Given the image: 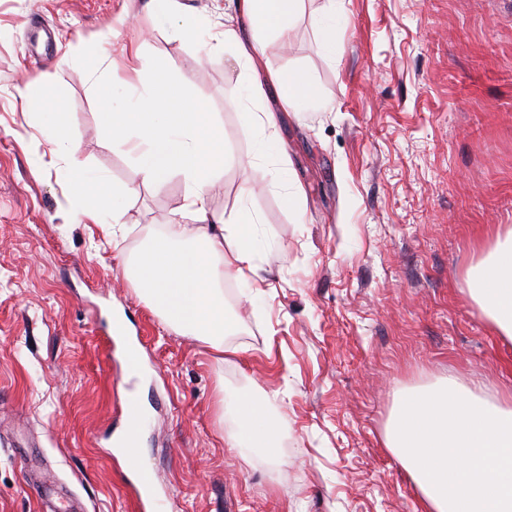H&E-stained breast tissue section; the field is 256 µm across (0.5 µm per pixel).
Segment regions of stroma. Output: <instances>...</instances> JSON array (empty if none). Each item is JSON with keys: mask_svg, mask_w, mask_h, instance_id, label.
<instances>
[{"mask_svg": "<svg viewBox=\"0 0 512 512\" xmlns=\"http://www.w3.org/2000/svg\"><path fill=\"white\" fill-rule=\"evenodd\" d=\"M181 2L200 18L189 40L144 0H0V512H45L57 494L136 512L110 443L125 422L105 372L116 322L144 347L142 455L169 512H424L385 446L397 394L451 375L512 395V346L466 282L512 227V0H336L332 54L317 36L324 0H302L262 34L260 68L306 73L326 105L298 112L266 85L277 153L255 167L240 108L253 73L212 38L229 2ZM132 43L140 74L125 68ZM181 77L230 156L211 209L259 219L263 290L225 280L239 327L221 363L125 274L151 236L190 223L184 179L142 184L134 153L101 129L106 105L126 107L141 82ZM46 81L83 166L123 191L115 238L81 215L67 157L17 97ZM279 167L302 187L300 212L271 183ZM255 383L283 396L277 468L224 446L220 398Z\"/></svg>", "mask_w": 512, "mask_h": 512, "instance_id": "35a3bbf8", "label": "stroma"}]
</instances>
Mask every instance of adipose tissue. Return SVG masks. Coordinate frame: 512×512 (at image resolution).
Returning a JSON list of instances; mask_svg holds the SVG:
<instances>
[{"label": "adipose tissue", "instance_id": "ef3b65f1", "mask_svg": "<svg viewBox=\"0 0 512 512\" xmlns=\"http://www.w3.org/2000/svg\"><path fill=\"white\" fill-rule=\"evenodd\" d=\"M300 0H234L225 14L220 42L235 49L239 59L258 68L263 47L243 35L252 29L281 28L294 17ZM284 103L300 109L315 104L318 91L299 71L269 75ZM38 95L43 131L56 146L72 155L68 184L82 213L102 223L112 209L103 179L88 176L75 155L77 148L64 121L65 105L50 86L38 91L23 87L21 99ZM244 119L257 139L259 152L271 144L274 115L263 105L261 83L244 90ZM104 131L113 145L132 146L136 173L143 184L181 175L187 185L183 209L210 233L171 225L151 238L125 264L128 278L151 308L173 329L193 336L216 353L236 322L224 310L222 284L235 278L259 285L264 278L258 262L256 219L241 212L225 218L209 205L212 179L227 161L224 138L203 104L192 101L183 85L163 81L145 89L130 110L106 113ZM472 300L496 335L512 343V228L497 233L484 255L467 271ZM279 392L256 390L240 394L233 404L235 425L225 447L240 457L262 453L271 463L280 459L282 427L272 410ZM385 444L413 479L427 512H512V408L475 395L456 379L400 393L386 429Z\"/></svg>", "mask_w": 512, "mask_h": 512}]
</instances>
